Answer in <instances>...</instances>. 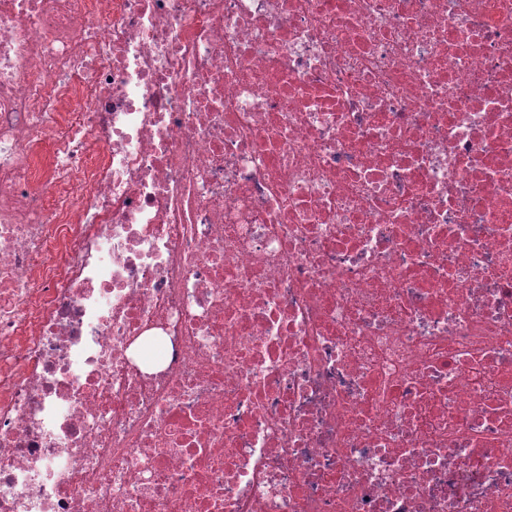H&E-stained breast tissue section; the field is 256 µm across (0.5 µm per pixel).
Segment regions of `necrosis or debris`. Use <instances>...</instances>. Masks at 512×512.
<instances>
[{"mask_svg": "<svg viewBox=\"0 0 512 512\" xmlns=\"http://www.w3.org/2000/svg\"><path fill=\"white\" fill-rule=\"evenodd\" d=\"M0 512H512V0H0Z\"/></svg>", "mask_w": 512, "mask_h": 512, "instance_id": "necrosis-or-debris-1", "label": "necrosis or debris"}]
</instances>
